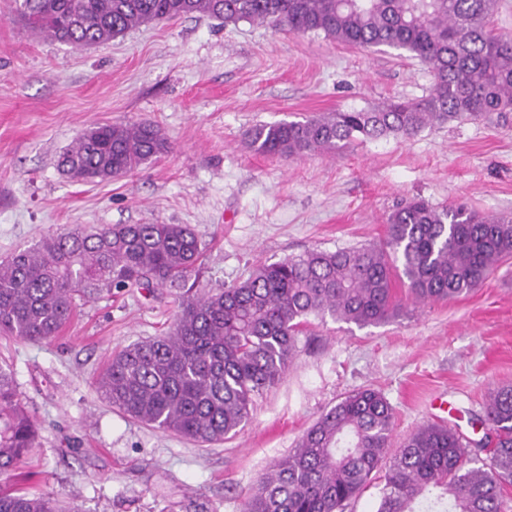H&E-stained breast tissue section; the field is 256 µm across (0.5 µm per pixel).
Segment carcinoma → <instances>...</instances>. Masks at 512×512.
<instances>
[{"instance_id": "obj_1", "label": "carcinoma", "mask_w": 512, "mask_h": 512, "mask_svg": "<svg viewBox=\"0 0 512 512\" xmlns=\"http://www.w3.org/2000/svg\"><path fill=\"white\" fill-rule=\"evenodd\" d=\"M497 0H16L34 34L77 47L108 42L146 23L199 14L258 22L338 43L387 47L432 73L429 94L372 109L253 127L257 153L288 158L331 154L355 140L412 136L431 125L512 111V41L492 32ZM147 123L93 126L59 159L72 177L110 180L168 151ZM203 243L183 224L64 228L0 264V334L50 342L70 322L76 299L104 292L175 290L177 311L161 336L109 357L96 387L112 407L200 444L236 436L256 399L278 383L313 319L379 325L401 308L400 282L415 303L451 300L480 287L512 255V218L417 199L388 218L385 237L336 251L260 263L219 289H196ZM394 409L366 388L344 396L262 477L245 512H345L381 472L377 512H502L512 485V386L492 389L472 423L497 437L489 455L468 456L455 430L425 425L394 454ZM33 416L14 373L0 365V476L37 447ZM0 512H61L55 499L0 488Z\"/></svg>"}]
</instances>
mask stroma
Listing matches in <instances>:
<instances>
[{
  "instance_id": "1",
  "label": "stroma",
  "mask_w": 512,
  "mask_h": 512,
  "mask_svg": "<svg viewBox=\"0 0 512 512\" xmlns=\"http://www.w3.org/2000/svg\"><path fill=\"white\" fill-rule=\"evenodd\" d=\"M15 9L0 0V261L59 227L186 224L204 244L201 282L222 288L259 263L378 241L414 198L512 217V112L301 159L249 147L259 124L426 96L430 72L397 51L203 15L86 49L34 35ZM139 121L170 149L134 174L93 184L59 168L84 130ZM175 312L166 289L114 292L79 301L51 342L0 336L38 425L18 473L65 512H243L257 481L355 390L390 402L397 449L428 423L479 439L471 416L512 385V256L473 293L406 304L377 326L313 321L238 435L212 445L133 420L94 386L111 353L161 335Z\"/></svg>"
}]
</instances>
